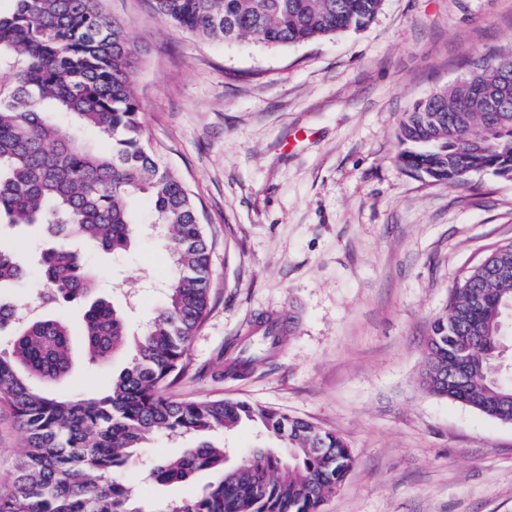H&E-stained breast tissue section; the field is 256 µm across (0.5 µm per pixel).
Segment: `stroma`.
<instances>
[{"label":"stroma","instance_id":"35a3bbf8","mask_svg":"<svg viewBox=\"0 0 512 512\" xmlns=\"http://www.w3.org/2000/svg\"><path fill=\"white\" fill-rule=\"evenodd\" d=\"M137 54L143 137L196 201L212 245L209 311L177 402L246 400L330 429L353 466L322 512H512V424L420 385L431 326L463 271L512 241V180L454 185L400 167L413 105L512 46V0H382L364 28L269 49L204 41L152 0H103ZM38 298L41 237L6 239ZM100 291L140 335L165 300L166 251L150 224L119 256L87 251ZM286 339L266 365L230 377L233 344L260 322ZM51 395L94 394L127 363L87 359L74 339ZM25 434L0 403V484ZM191 439L157 433L125 479L131 494L178 500L211 479L159 485L148 469Z\"/></svg>","mask_w":512,"mask_h":512}]
</instances>
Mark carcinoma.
Returning <instances> with one entry per match:
<instances>
[{
  "mask_svg": "<svg viewBox=\"0 0 512 512\" xmlns=\"http://www.w3.org/2000/svg\"><path fill=\"white\" fill-rule=\"evenodd\" d=\"M382 0H153L155 12L208 41L250 39L297 45L360 30ZM21 68L0 94V223L39 225L51 245L39 273L43 312L0 295V401L27 434L11 484L0 488V512H320L353 459L335 432L248 401L173 402L166 389L184 377L193 337L208 313L210 246L198 207L182 182L160 166L142 141L141 105L133 89L135 49L102 0H15L0 12V58ZM483 56L460 82L414 105L401 125L405 169L461 185L490 170L512 180V97L496 112L471 96L488 79ZM71 116L64 127L58 117ZM95 130L110 148L83 138ZM150 202L152 223L165 230L172 272L166 300L132 345L123 313L94 296L97 275L72 244L119 254L140 231L133 201ZM498 271L470 268L452 289L448 311L434 321L421 384L430 394L496 420H512V382L496 374L503 304L512 302V242L497 247ZM28 269L0 246V286ZM81 309L91 362L127 349L109 389L95 396H49L35 385L56 383L72 369L71 329L52 308ZM283 341L269 326L239 350L230 368L266 363ZM467 359L466 382L446 385L439 373L452 356ZM239 426L273 435L280 447H257L227 464L212 437ZM190 437L193 446L153 466L158 484H188L212 473L200 492L178 501H137L117 475L157 431Z\"/></svg>",
  "mask_w": 512,
  "mask_h": 512,
  "instance_id": "carcinoma-1",
  "label": "carcinoma"
}]
</instances>
